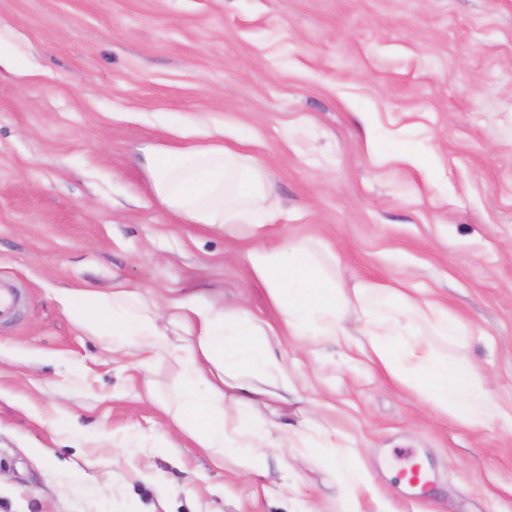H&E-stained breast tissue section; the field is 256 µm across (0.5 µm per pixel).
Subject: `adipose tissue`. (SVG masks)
Listing matches in <instances>:
<instances>
[{
    "label": "adipose tissue",
    "instance_id": "adipose-tissue-1",
    "mask_svg": "<svg viewBox=\"0 0 512 512\" xmlns=\"http://www.w3.org/2000/svg\"><path fill=\"white\" fill-rule=\"evenodd\" d=\"M146 161L155 196L183 223L256 233L275 215L260 173L239 152L193 145L148 152ZM247 261L289 335L343 343L432 410L475 427L495 419L512 432V412H497L485 374L440 351L443 343L464 347L472 334L447 307L395 288V307L381 306L374 300L379 284L346 287L304 240L253 248ZM50 296L78 327L105 337L113 353L134 356L140 373L159 359L179 370L173 417L216 464L229 461L248 474L259 472L269 448L312 454L334 492L316 502L297 498L295 512H399L374 484L355 440L309 416L296 373L274 354L278 329L243 305L219 308L200 291L163 299L117 278L107 291L75 284ZM352 313L354 333L346 325Z\"/></svg>",
    "mask_w": 512,
    "mask_h": 512
}]
</instances>
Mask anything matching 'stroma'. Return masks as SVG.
Masks as SVG:
<instances>
[{
	"label": "stroma",
	"instance_id": "35a3bbf8",
	"mask_svg": "<svg viewBox=\"0 0 512 512\" xmlns=\"http://www.w3.org/2000/svg\"><path fill=\"white\" fill-rule=\"evenodd\" d=\"M197 144L256 160L263 237L158 202L145 151ZM298 239L467 321L460 354L512 411V0H0V512H286L279 451L254 494L160 410L176 367L142 377L49 289L202 288L274 324L246 254ZM275 353L402 505L512 512L497 422L435 415L332 342Z\"/></svg>",
	"mask_w": 512,
	"mask_h": 512
}]
</instances>
